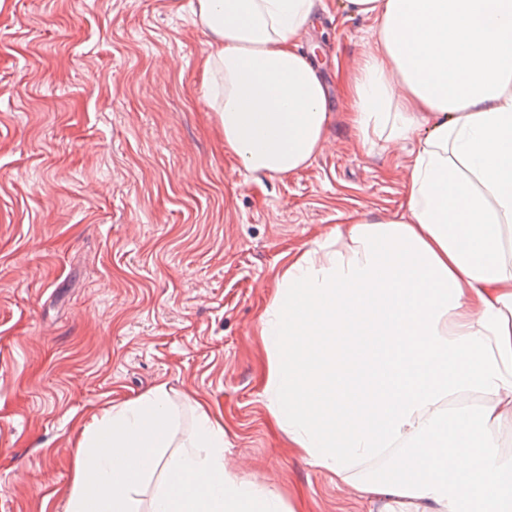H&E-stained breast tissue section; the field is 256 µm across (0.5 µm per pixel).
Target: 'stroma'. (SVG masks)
Wrapping results in <instances>:
<instances>
[{
    "label": "stroma",
    "instance_id": "35a3bbf8",
    "mask_svg": "<svg viewBox=\"0 0 512 512\" xmlns=\"http://www.w3.org/2000/svg\"><path fill=\"white\" fill-rule=\"evenodd\" d=\"M323 3L325 143L270 176L224 149L194 0H0V512H65L84 427L162 382L245 483L369 512L272 425L255 334L289 254L404 200L406 152L361 143L339 80L372 23Z\"/></svg>",
    "mask_w": 512,
    "mask_h": 512
}]
</instances>
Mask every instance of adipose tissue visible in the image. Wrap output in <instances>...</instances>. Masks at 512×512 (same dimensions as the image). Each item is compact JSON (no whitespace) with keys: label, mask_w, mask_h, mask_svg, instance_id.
<instances>
[{"label":"adipose tissue","mask_w":512,"mask_h":512,"mask_svg":"<svg viewBox=\"0 0 512 512\" xmlns=\"http://www.w3.org/2000/svg\"><path fill=\"white\" fill-rule=\"evenodd\" d=\"M320 0H196L224 149L285 175L322 149L326 86L299 38ZM373 50L347 76L362 142H413L401 213L362 215L289 256L256 333L263 398L289 447L379 512H512V0H342ZM468 394L475 414L449 419ZM177 439L170 390L82 432L67 512H291L224 461V424L194 402ZM386 458V469L366 473Z\"/></svg>","instance_id":"adipose-tissue-1"}]
</instances>
